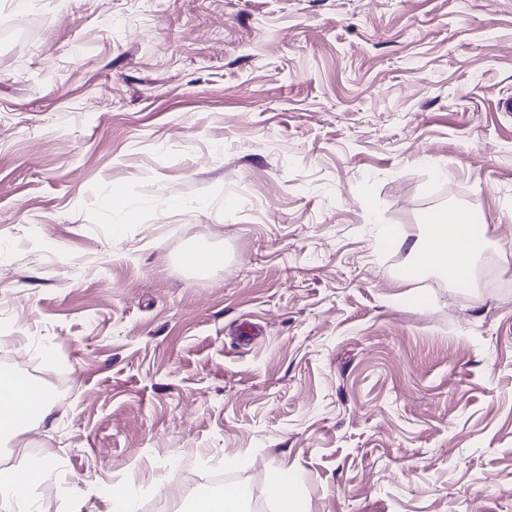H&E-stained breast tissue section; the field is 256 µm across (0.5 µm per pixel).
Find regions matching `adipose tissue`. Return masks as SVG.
<instances>
[{
    "mask_svg": "<svg viewBox=\"0 0 512 512\" xmlns=\"http://www.w3.org/2000/svg\"><path fill=\"white\" fill-rule=\"evenodd\" d=\"M453 217L450 224L428 225L424 237L409 245L408 252L420 270L440 274L451 283L464 286L472 277L473 264L482 245L474 239L464 212H454ZM5 388V383L0 381L1 441L13 439L18 433L37 428L48 420L53 408L49 397H40L29 405L23 397L6 393ZM49 469L48 458L21 459L14 470L0 476V500L14 504L18 512H29L31 491Z\"/></svg>",
    "mask_w": 512,
    "mask_h": 512,
    "instance_id": "ef3b65f1",
    "label": "adipose tissue"
}]
</instances>
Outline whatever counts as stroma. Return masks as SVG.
Returning <instances> with one entry per match:
<instances>
[{
  "instance_id": "stroma-1",
  "label": "stroma",
  "mask_w": 512,
  "mask_h": 512,
  "mask_svg": "<svg viewBox=\"0 0 512 512\" xmlns=\"http://www.w3.org/2000/svg\"><path fill=\"white\" fill-rule=\"evenodd\" d=\"M22 26L13 50L7 29ZM512 0H0V363L43 512H512ZM129 211L113 210V187ZM489 276L397 279L428 213ZM205 242L221 266L192 271ZM248 455V465L236 459ZM13 381H22L25 385V393H30L35 397L38 393H43L53 397V392L47 387H36L29 380L21 377L17 373L11 375ZM8 383L0 379V440L7 441L13 439L18 433L35 429L45 423L52 413L53 401L47 396H41L33 404H26L23 397H15L14 394L4 393ZM299 479H288L282 471L274 470L270 485L275 498V512H303L304 504L299 492ZM190 504L194 509L185 510L192 512H242L243 504L240 495L235 492L225 493L224 498L205 499L191 497Z\"/></svg>"
}]
</instances>
